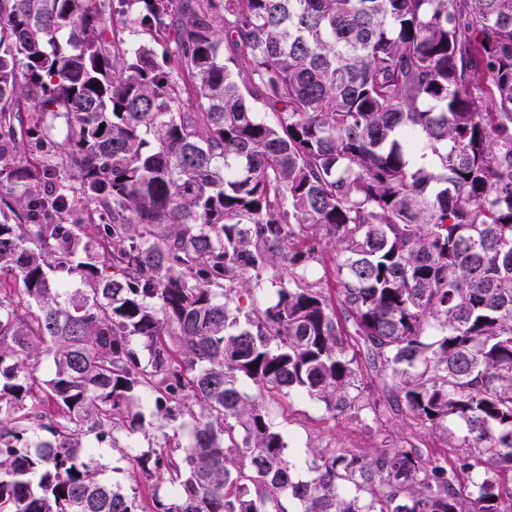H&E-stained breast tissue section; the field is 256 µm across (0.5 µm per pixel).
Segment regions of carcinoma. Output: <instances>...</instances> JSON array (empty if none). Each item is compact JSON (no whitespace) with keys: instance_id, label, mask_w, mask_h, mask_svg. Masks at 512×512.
I'll use <instances>...</instances> for the list:
<instances>
[{"instance_id":"obj_1","label":"carcinoma","mask_w":512,"mask_h":512,"mask_svg":"<svg viewBox=\"0 0 512 512\" xmlns=\"http://www.w3.org/2000/svg\"><path fill=\"white\" fill-rule=\"evenodd\" d=\"M2 284L0 512H512V0H0ZM276 277L272 275L264 276L259 282V286L252 285L250 295H245L240 300L241 307L249 309L253 304L265 307L274 303L277 299V284H275ZM288 446L287 453L298 463L296 475L309 477L304 460L311 448H369L375 435L362 424L329 419L324 407L311 400L288 399L272 412ZM106 465L105 477L112 481V484L121 486L126 492L130 493L131 488H137L148 495V488L139 474L132 466L121 458L117 451L108 449L101 460Z\"/></svg>"}]
</instances>
